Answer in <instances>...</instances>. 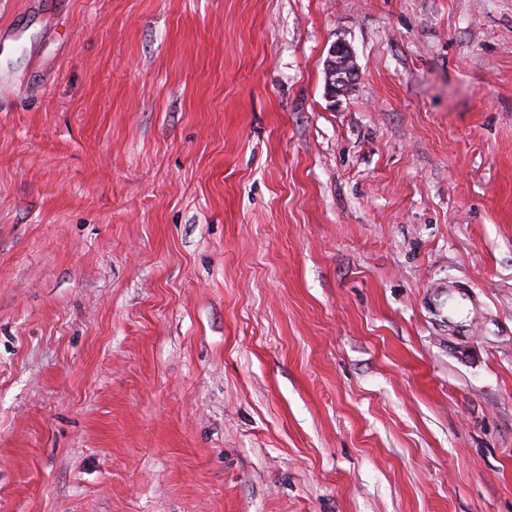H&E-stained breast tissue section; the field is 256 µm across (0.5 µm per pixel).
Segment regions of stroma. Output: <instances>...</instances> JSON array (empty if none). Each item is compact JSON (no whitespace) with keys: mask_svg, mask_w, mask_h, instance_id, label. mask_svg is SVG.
Segmentation results:
<instances>
[{"mask_svg":"<svg viewBox=\"0 0 512 512\" xmlns=\"http://www.w3.org/2000/svg\"><path fill=\"white\" fill-rule=\"evenodd\" d=\"M1 83L0 512H512V0H0ZM341 58L340 66L343 68V75L340 80L345 85H350L355 80L357 75L355 63L353 60V53L350 47L342 41L334 42L328 51L327 64H334L335 60Z\"/></svg>","mask_w":512,"mask_h":512,"instance_id":"1","label":"stroma"}]
</instances>
